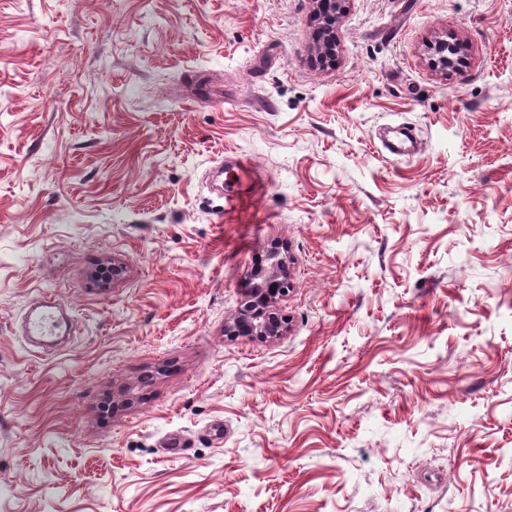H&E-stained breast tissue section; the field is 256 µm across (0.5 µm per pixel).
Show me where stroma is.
<instances>
[{
    "instance_id": "stroma-1",
    "label": "stroma",
    "mask_w": 512,
    "mask_h": 512,
    "mask_svg": "<svg viewBox=\"0 0 512 512\" xmlns=\"http://www.w3.org/2000/svg\"><path fill=\"white\" fill-rule=\"evenodd\" d=\"M312 12L0 0V512H512V0H352L331 67ZM428 47L434 50L435 59H431L430 62L434 69L448 70V66H454L456 60H464L468 52L464 41L448 34L435 37L434 40L430 41ZM276 260L250 272L251 288H247L237 312L224 324L227 336H259L280 338L286 333L285 320L277 306L280 297L288 295V265L277 252ZM61 309L50 301L38 302L35 312L23 322V334L37 336L44 343H52L58 327L63 322V317L60 315Z\"/></svg>"
}]
</instances>
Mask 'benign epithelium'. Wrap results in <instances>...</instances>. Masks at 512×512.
<instances>
[{"label":"benign epithelium","instance_id":"obj_1","mask_svg":"<svg viewBox=\"0 0 512 512\" xmlns=\"http://www.w3.org/2000/svg\"><path fill=\"white\" fill-rule=\"evenodd\" d=\"M352 0H313V22L320 40L313 46L316 58L335 65L340 41L338 35L342 18ZM428 47L434 50L431 66L444 70L465 59L468 48L464 41L453 35L438 36ZM252 286L246 289L237 312L224 324L226 336H259L279 338L286 333L285 320L277 306V300L288 295V265L282 257H276L266 267L250 272Z\"/></svg>","mask_w":512,"mask_h":512}]
</instances>
